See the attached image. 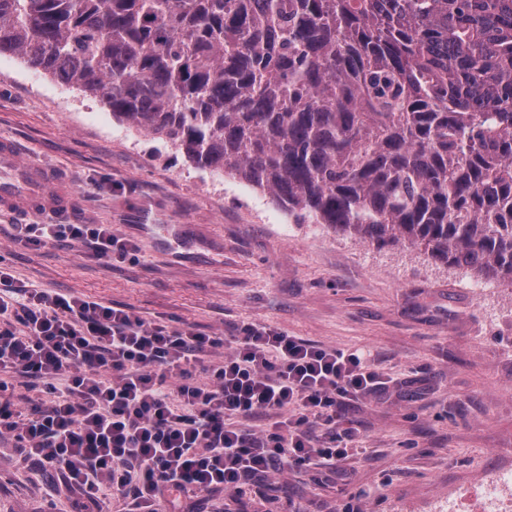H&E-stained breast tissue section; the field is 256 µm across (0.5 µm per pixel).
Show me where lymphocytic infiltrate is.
I'll return each instance as SVG.
<instances>
[{"label":"lymphocytic infiltrate","mask_w":512,"mask_h":512,"mask_svg":"<svg viewBox=\"0 0 512 512\" xmlns=\"http://www.w3.org/2000/svg\"><path fill=\"white\" fill-rule=\"evenodd\" d=\"M14 242L78 243L88 259L134 255L109 224H18ZM46 385L23 410L16 385ZM363 356L244 326L223 337L169 328L71 294L14 286L0 266V442L55 472L96 512H183L221 488L242 495L284 467L359 455L349 415L386 390ZM264 415L270 427L246 428Z\"/></svg>","instance_id":"lymphocytic-infiltrate-1"}]
</instances>
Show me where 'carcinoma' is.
Instances as JSON below:
<instances>
[{
  "label": "carcinoma",
  "instance_id": "obj_1",
  "mask_svg": "<svg viewBox=\"0 0 512 512\" xmlns=\"http://www.w3.org/2000/svg\"><path fill=\"white\" fill-rule=\"evenodd\" d=\"M1 54L299 224L512 285V0H0Z\"/></svg>",
  "mask_w": 512,
  "mask_h": 512
}]
</instances>
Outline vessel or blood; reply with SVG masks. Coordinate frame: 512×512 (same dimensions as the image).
<instances>
[{
    "label": "vessel or blood",
    "instance_id": "obj_1",
    "mask_svg": "<svg viewBox=\"0 0 512 512\" xmlns=\"http://www.w3.org/2000/svg\"><path fill=\"white\" fill-rule=\"evenodd\" d=\"M0 208L19 213L53 210L74 218L78 206L73 190L56 170L38 163L21 164L15 159L12 141L0 136Z\"/></svg>",
    "mask_w": 512,
    "mask_h": 512
}]
</instances>
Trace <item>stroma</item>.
Returning <instances> with one entry per match:
<instances>
[{"mask_svg":"<svg viewBox=\"0 0 512 512\" xmlns=\"http://www.w3.org/2000/svg\"><path fill=\"white\" fill-rule=\"evenodd\" d=\"M0 134L56 168L83 224H109L138 260L82 258L78 244L13 242L46 213L0 210V261L16 285L83 295L176 329L231 337L252 324L360 349L388 381L351 414L362 454L339 473L291 469L244 498L199 494L196 512H439L448 488L512 451V292L505 283L299 224L263 191L196 168L113 118L98 99L0 56ZM56 476L0 446V512H83Z\"/></svg>","mask_w":512,"mask_h":512,"instance_id":"obj_1","label":"stroma"}]
</instances>
